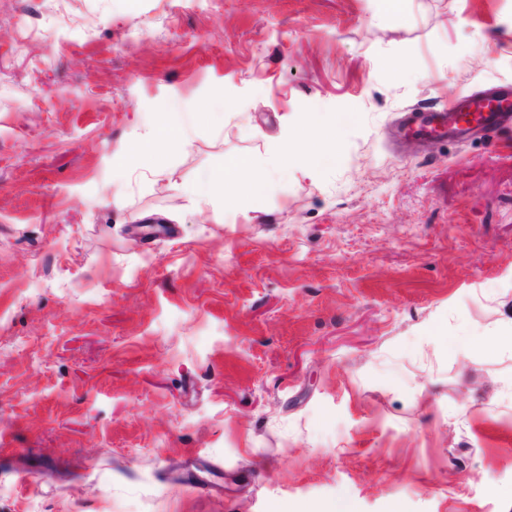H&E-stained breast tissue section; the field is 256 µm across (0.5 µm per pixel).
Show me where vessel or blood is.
<instances>
[{
	"label": "vessel or blood",
	"instance_id": "obj_1",
	"mask_svg": "<svg viewBox=\"0 0 512 512\" xmlns=\"http://www.w3.org/2000/svg\"><path fill=\"white\" fill-rule=\"evenodd\" d=\"M504 126L512 127V88L500 86L460 96L442 109L408 113L400 132L406 136L463 139Z\"/></svg>",
	"mask_w": 512,
	"mask_h": 512
}]
</instances>
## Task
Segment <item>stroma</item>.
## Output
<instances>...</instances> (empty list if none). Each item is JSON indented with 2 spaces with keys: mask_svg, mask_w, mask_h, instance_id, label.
<instances>
[{
  "mask_svg": "<svg viewBox=\"0 0 512 512\" xmlns=\"http://www.w3.org/2000/svg\"><path fill=\"white\" fill-rule=\"evenodd\" d=\"M491 84L512 0H0V512H512V130L392 136ZM228 180L225 192L228 197L243 195L254 204V210L266 192L265 178L255 174L252 163L245 159H235L228 164Z\"/></svg>",
  "mask_w": 512,
  "mask_h": 512,
  "instance_id": "obj_1",
  "label": "stroma"
}]
</instances>
